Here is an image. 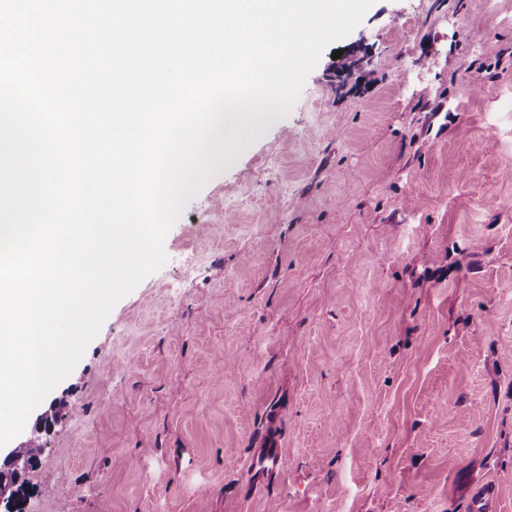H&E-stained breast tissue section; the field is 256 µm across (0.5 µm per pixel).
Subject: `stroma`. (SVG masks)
Listing matches in <instances>:
<instances>
[{"label":"stroma","mask_w":512,"mask_h":512,"mask_svg":"<svg viewBox=\"0 0 512 512\" xmlns=\"http://www.w3.org/2000/svg\"><path fill=\"white\" fill-rule=\"evenodd\" d=\"M496 9L375 0L337 43L368 66L341 83L324 52L30 415L57 419L25 512H469L486 482L512 512Z\"/></svg>","instance_id":"obj_1"}]
</instances>
